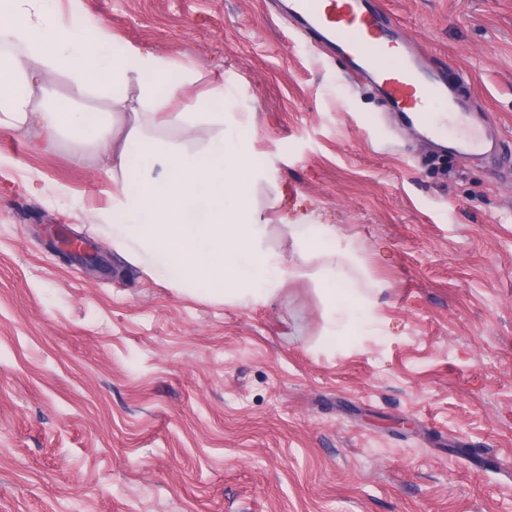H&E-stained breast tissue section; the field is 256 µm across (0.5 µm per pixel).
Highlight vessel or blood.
Instances as JSON below:
<instances>
[{
    "instance_id": "b4317fda",
    "label": "vessel or blood",
    "mask_w": 512,
    "mask_h": 512,
    "mask_svg": "<svg viewBox=\"0 0 512 512\" xmlns=\"http://www.w3.org/2000/svg\"><path fill=\"white\" fill-rule=\"evenodd\" d=\"M286 23L312 42L343 55L383 107L402 117L427 139L441 138V125L429 122L436 106L454 113L464 105L441 73L423 66L399 36L394 21L374 0H285Z\"/></svg>"
}]
</instances>
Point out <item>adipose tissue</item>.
<instances>
[{
	"label": "adipose tissue",
	"instance_id": "obj_1",
	"mask_svg": "<svg viewBox=\"0 0 512 512\" xmlns=\"http://www.w3.org/2000/svg\"><path fill=\"white\" fill-rule=\"evenodd\" d=\"M39 2L11 0L9 10L0 12V38L13 48L6 77L20 87L16 93H0V129H36L39 146L47 151L55 146L65 123L85 125L93 149L106 160L104 175L115 185L116 206L109 215L112 231L133 243L135 258L175 281L205 282L221 296L269 299V282L284 280L289 270L260 248L264 221L245 189L249 143L228 144L219 135L197 152L176 146L161 150L155 141L133 131L116 151L111 125H89L82 113L33 102L30 89L44 88L59 72L69 74L83 91L99 94L110 91L112 82H127L145 71L161 77L170 67L162 58L132 47L111 69L100 68L96 48L104 30L71 25L61 15L42 11ZM17 14L26 15V22L14 23ZM184 95L178 86L164 97L145 87L129 108L136 114H165L169 124L180 127L213 120L210 112L175 109V101ZM155 157L164 166L157 178L133 164L137 158ZM319 274L331 323L348 325L371 318V308L348 287L338 266L324 264Z\"/></svg>",
	"mask_w": 512,
	"mask_h": 512
}]
</instances>
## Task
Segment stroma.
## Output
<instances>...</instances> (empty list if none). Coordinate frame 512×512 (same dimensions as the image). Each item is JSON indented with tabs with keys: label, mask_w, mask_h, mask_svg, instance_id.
<instances>
[{
	"label": "stroma",
	"mask_w": 512,
	"mask_h": 512,
	"mask_svg": "<svg viewBox=\"0 0 512 512\" xmlns=\"http://www.w3.org/2000/svg\"><path fill=\"white\" fill-rule=\"evenodd\" d=\"M379 3L512 145V0ZM40 7L168 60L224 123L164 126L65 73L54 103L111 113L119 145L250 140L263 249L298 262L321 215L375 315L331 335L316 260L265 302L150 273L100 220L112 186L76 130L49 154L0 130V512H512V164L416 136L272 0ZM45 224L111 271L64 262Z\"/></svg>",
	"instance_id": "35a3bbf8"
}]
</instances>
